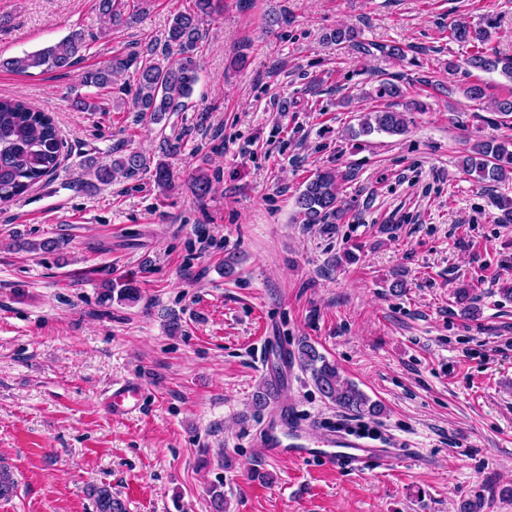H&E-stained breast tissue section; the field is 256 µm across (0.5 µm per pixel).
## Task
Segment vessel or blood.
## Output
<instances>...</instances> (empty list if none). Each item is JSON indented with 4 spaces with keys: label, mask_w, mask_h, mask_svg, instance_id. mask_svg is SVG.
Segmentation results:
<instances>
[{
    "label": "vessel or blood",
    "mask_w": 512,
    "mask_h": 512,
    "mask_svg": "<svg viewBox=\"0 0 512 512\" xmlns=\"http://www.w3.org/2000/svg\"><path fill=\"white\" fill-rule=\"evenodd\" d=\"M113 416H133L143 407V386L136 381L114 383L105 399ZM257 440L272 458L303 462L318 461L333 467L354 470L389 466L395 452L372 444L363 436L345 432H327L312 423L298 421L290 407L279 405L261 424Z\"/></svg>",
    "instance_id": "obj_1"
}]
</instances>
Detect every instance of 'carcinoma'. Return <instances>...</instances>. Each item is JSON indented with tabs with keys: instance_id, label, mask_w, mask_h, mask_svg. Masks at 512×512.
<instances>
[{
	"instance_id": "1",
	"label": "carcinoma",
	"mask_w": 512,
	"mask_h": 512,
	"mask_svg": "<svg viewBox=\"0 0 512 512\" xmlns=\"http://www.w3.org/2000/svg\"><path fill=\"white\" fill-rule=\"evenodd\" d=\"M222 0H194L193 7L173 15L164 37L162 58H156V50L142 54L115 55L103 67L81 74V83L86 87L110 88L131 97L133 110L154 124L163 121L166 114L179 112L184 100L189 98L199 81V70L195 52L202 39L201 25L205 18L220 11ZM99 11L105 18L108 29L114 30L136 19V13L127 11L125 0H99ZM487 26L472 27L466 22L455 24L449 39L470 44L476 48L465 63L474 69L491 72L498 70L512 80V55L488 53L481 46L491 41ZM85 35L73 33L61 41L26 53L21 57L0 60V67L26 72L30 69L44 71H68L81 60ZM134 69L136 83L123 81L125 72ZM380 99L405 97L402 88L391 81H384L376 89ZM405 113L391 108L366 113L358 128L350 129L354 138L373 133L402 134L407 131ZM64 143L51 115L42 112L26 101L12 96H0V203L12 202L42 179L53 175L60 166ZM114 157L108 164H98L93 158L87 160L89 174L94 180L85 182V188L96 187V183L110 184L123 178L132 179L151 168V159L139 151L115 148ZM154 183L161 194L171 188V170L163 161L155 163ZM463 168L476 174L480 182L493 185L512 181V142L487 139L475 144L472 154L463 162ZM339 175L332 168L316 172L306 181L304 189L295 199L297 219L303 224L332 225L348 220L351 208L337 194ZM191 186L197 196L204 198L212 191V178L200 168L192 177ZM498 210L497 222L512 224V196L503 193L492 198ZM103 299L117 298L120 302H134L139 290L128 281H109L103 287ZM456 304L465 317H476L480 310L475 305L470 289L460 287L455 291ZM292 357L299 366L310 373L316 389L337 407L357 417H377L383 413L380 402L371 399L357 384L339 374L336 364L329 361L312 342L298 341ZM16 488L10 471L0 467V500L13 496ZM94 512H127L125 501L112 492L108 485L91 490Z\"/></svg>"
}]
</instances>
